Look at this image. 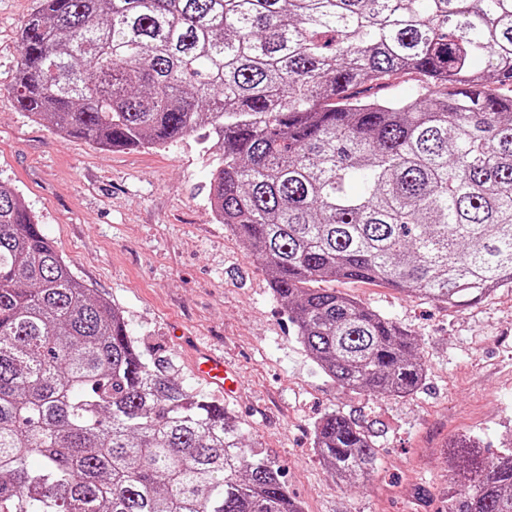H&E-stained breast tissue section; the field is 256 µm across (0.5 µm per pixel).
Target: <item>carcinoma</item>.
Masks as SVG:
<instances>
[{
  "label": "carcinoma",
  "instance_id": "carcinoma-1",
  "mask_svg": "<svg viewBox=\"0 0 512 512\" xmlns=\"http://www.w3.org/2000/svg\"><path fill=\"white\" fill-rule=\"evenodd\" d=\"M12 94L103 150L209 126L216 220L350 391L416 393L418 339L334 288L469 303L512 284V0H39ZM408 77L417 96L365 94ZM140 351L0 183V512H301L224 404ZM315 444L376 468L340 411ZM448 512H512V448L462 456Z\"/></svg>",
  "mask_w": 512,
  "mask_h": 512
}]
</instances>
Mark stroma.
Wrapping results in <instances>:
<instances>
[{
	"label": "stroma",
	"instance_id": "35a3bbf8",
	"mask_svg": "<svg viewBox=\"0 0 512 512\" xmlns=\"http://www.w3.org/2000/svg\"><path fill=\"white\" fill-rule=\"evenodd\" d=\"M37 7L0 0V182L74 273L122 310L144 354L172 357L185 385L244 421L302 512H445L457 470L444 449L465 435L487 456L512 443V286L448 306L380 282L336 281L417 336L426 369L407 397L343 390L298 343L258 256L216 222L215 139L198 131L160 149L101 150L18 109L20 31ZM203 349L236 368L235 396L197 377ZM333 410L375 437L367 485L336 483L314 448V427Z\"/></svg>",
	"mask_w": 512,
	"mask_h": 512
}]
</instances>
